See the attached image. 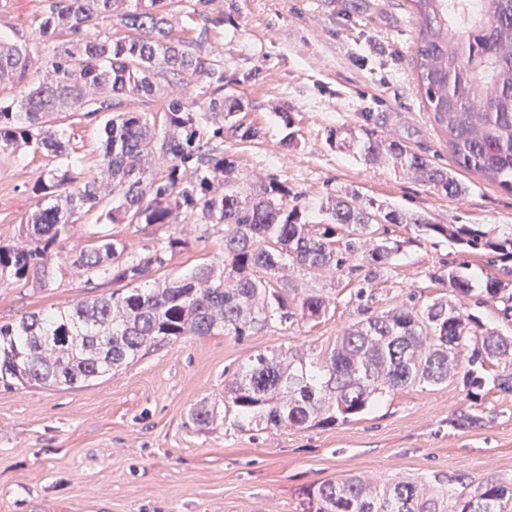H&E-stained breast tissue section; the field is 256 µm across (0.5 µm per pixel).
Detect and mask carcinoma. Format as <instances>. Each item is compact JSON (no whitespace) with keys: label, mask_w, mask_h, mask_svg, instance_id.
<instances>
[{"label":"carcinoma","mask_w":512,"mask_h":512,"mask_svg":"<svg viewBox=\"0 0 512 512\" xmlns=\"http://www.w3.org/2000/svg\"><path fill=\"white\" fill-rule=\"evenodd\" d=\"M180 0H41L30 23L34 41L0 38V153L23 146L52 161L32 193L47 205L31 213L23 246H0V284L10 279L47 288L56 246L80 210L99 209L112 224L203 225L201 237L224 225V264L203 263L188 277L152 280L180 239H158L144 252L101 238L73 252L81 273L127 286L124 293L78 300L0 325V383L68 386L95 381L182 336L241 338L273 325L317 322L336 304V284L299 288L288 271L315 278L323 271L355 282L354 297L381 280L402 244L378 236L387 224L449 237L485 257L491 268L512 260V235L490 240L467 225L435 224L422 213L382 211L355 193L321 207L323 218L302 219L307 206L271 177L240 183L224 153V132L241 142L258 135L235 117L224 96V60L206 53L209 23L185 38L168 15ZM417 21L414 69L427 110L448 137L454 168L446 169L379 134L386 116L363 114L355 132L330 137L364 162L413 174L448 198L464 191L456 172L473 173L512 193V0H409ZM117 26L113 38L102 23ZM43 52L48 77L30 72ZM205 81L201 98L145 106L165 84ZM102 119V150L82 165L72 124ZM168 160L164 168L155 157ZM448 284L469 297V280L451 270ZM500 303L512 320V284L487 276L476 303ZM465 305L444 298L400 306L344 328L322 362L297 354L258 352L238 365L224 388V415L265 428H306L349 420L386 393L434 385L458 374L468 339L498 373L495 386L512 391V336L477 333ZM312 512H504L512 488L496 482L431 479H330L305 492Z\"/></svg>","instance_id":"1"}]
</instances>
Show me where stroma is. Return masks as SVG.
Wrapping results in <instances>:
<instances>
[{"mask_svg":"<svg viewBox=\"0 0 512 512\" xmlns=\"http://www.w3.org/2000/svg\"><path fill=\"white\" fill-rule=\"evenodd\" d=\"M40 0H5L0 33L31 36ZM408 0H177L172 24L182 31L213 18L209 50L224 61L226 88L260 130L224 149L244 183L275 177L311 209L346 192L389 208L424 213L440 224H467L490 237L512 234V194L461 174L465 191L448 198L382 164L336 147L331 130L354 128L366 112L387 117L384 136L435 164H451L448 142L426 110L413 69L417 33ZM51 162L19 149L0 155V246L22 243L21 222L36 207L31 191ZM404 246L368 300L340 283L336 307L319 323L275 326L256 334L184 336L149 351L90 385L35 388L0 385V512H305L308 488L340 477L426 479L435 473L512 484V392L455 376L384 395L349 421L305 429L244 431L224 414V382L257 351L293 352L319 361L362 308L384 313L408 294L456 301L441 276L455 270L482 288L479 253L409 224H392ZM181 238L160 279L183 278L203 262L222 265L223 227L201 238L197 224H106L78 213L54 259L50 287L0 286V324L22 315L115 291L77 273L71 250L99 238L131 251ZM203 404L212 423L191 419ZM483 415L460 428V411Z\"/></svg>","mask_w":512,"mask_h":512,"instance_id":"stroma-1","label":"stroma"}]
</instances>
